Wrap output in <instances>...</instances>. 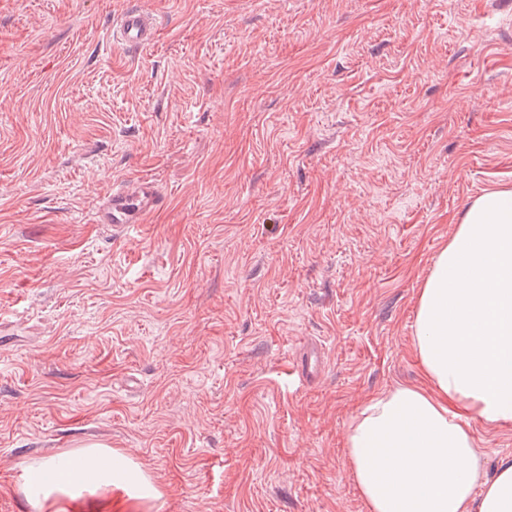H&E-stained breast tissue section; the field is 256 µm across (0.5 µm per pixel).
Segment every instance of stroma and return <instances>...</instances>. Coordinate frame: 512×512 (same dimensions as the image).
<instances>
[{"instance_id": "35a3bbf8", "label": "stroma", "mask_w": 512, "mask_h": 512, "mask_svg": "<svg viewBox=\"0 0 512 512\" xmlns=\"http://www.w3.org/2000/svg\"><path fill=\"white\" fill-rule=\"evenodd\" d=\"M134 177L161 206L116 238ZM508 185L512 0H0V512L90 443L138 512H367L348 423L421 384L418 290ZM158 31L157 16L138 6L129 7L112 19V40L129 49L138 50L151 46ZM158 185L145 177L131 178L112 188L99 201L93 223L112 224L113 233L137 230L148 224L159 209ZM321 372V349L317 343L304 345L290 364V374L313 380Z\"/></svg>"}]
</instances>
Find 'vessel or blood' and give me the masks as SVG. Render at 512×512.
Masks as SVG:
<instances>
[{"mask_svg": "<svg viewBox=\"0 0 512 512\" xmlns=\"http://www.w3.org/2000/svg\"><path fill=\"white\" fill-rule=\"evenodd\" d=\"M159 31L157 16L145 9L132 6L112 20L113 41L126 48L138 50L151 46ZM158 185L145 177L131 178L106 193L99 201L93 221L111 225L122 233L137 230L149 223L160 205ZM321 371V349L318 344L304 345L290 364L293 376L315 379Z\"/></svg>", "mask_w": 512, "mask_h": 512, "instance_id": "1", "label": "vessel or blood"}]
</instances>
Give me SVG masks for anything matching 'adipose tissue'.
Instances as JSON below:
<instances>
[{
	"instance_id": "ef3b65f1",
	"label": "adipose tissue",
	"mask_w": 512,
	"mask_h": 512,
	"mask_svg": "<svg viewBox=\"0 0 512 512\" xmlns=\"http://www.w3.org/2000/svg\"><path fill=\"white\" fill-rule=\"evenodd\" d=\"M424 383L368 398L346 448L368 512H512V457L487 469L474 422L512 425V187L474 199L416 300ZM37 512H112V492L159 491L125 454L94 443L68 468L34 465Z\"/></svg>"
}]
</instances>
